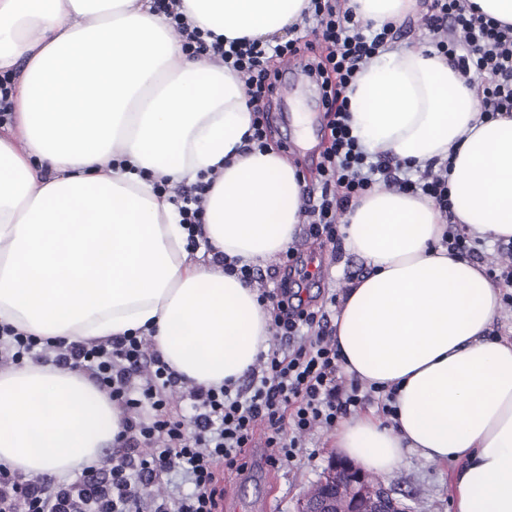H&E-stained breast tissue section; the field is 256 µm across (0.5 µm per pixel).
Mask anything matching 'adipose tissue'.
I'll return each mask as SVG.
<instances>
[{"instance_id":"ef3b65f1","label":"adipose tissue","mask_w":512,"mask_h":512,"mask_svg":"<svg viewBox=\"0 0 512 512\" xmlns=\"http://www.w3.org/2000/svg\"><path fill=\"white\" fill-rule=\"evenodd\" d=\"M308 0H182L227 40L298 24ZM382 26L418 0H349ZM0 326L39 338L151 337L195 385L242 377L268 348L271 316L220 256L264 264L294 241L301 175L273 147L244 152L252 113L239 75L189 56L150 0H0ZM366 150L419 167L452 160L453 212L472 235L512 240V116H483L438 55L392 48L348 90ZM210 182L203 245L189 248L159 179ZM432 199L375 189L343 217L371 273L336 316L344 371L395 390L394 415L358 414L337 453L378 476L406 454L459 462L454 512H512V338L489 337L501 294L441 244ZM123 413L82 373L25 362L0 371V463L66 478L113 446Z\"/></svg>"}]
</instances>
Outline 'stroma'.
<instances>
[{"label":"stroma","mask_w":512,"mask_h":512,"mask_svg":"<svg viewBox=\"0 0 512 512\" xmlns=\"http://www.w3.org/2000/svg\"><path fill=\"white\" fill-rule=\"evenodd\" d=\"M288 80L296 84L297 90L288 102L275 104L277 131L271 140L303 173L315 168L321 152L317 146L304 147L303 136L308 133L320 138V126L329 117L321 110V92L313 82L300 72L290 74ZM295 242L304 257L293 286L305 293L309 304L318 306L331 295H343L350 284L370 272L366 260L349 251L344 242L325 243L311 238L303 229ZM332 440V431L315 432L304 452L280 468L268 464L271 450L265 444L250 449L247 468L224 475L223 512H255L259 503L264 504V512H295L298 500L319 480L334 456ZM459 468V463L453 461L434 463L410 455L387 483L411 512H453L449 481Z\"/></svg>","instance_id":"35a3bbf8"}]
</instances>
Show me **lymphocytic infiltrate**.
Wrapping results in <instances>:
<instances>
[{
    "label": "lymphocytic infiltrate",
    "instance_id": "obj_1",
    "mask_svg": "<svg viewBox=\"0 0 512 512\" xmlns=\"http://www.w3.org/2000/svg\"><path fill=\"white\" fill-rule=\"evenodd\" d=\"M154 7L169 19L189 54L218 55L240 75L246 104L253 112L247 147L264 149L271 136L269 103L276 75L269 63L295 55L300 38L211 40L204 30L189 25L180 0H154ZM302 21L313 43L326 50L307 66L320 80L332 115L318 194L302 212L309 235L337 242L339 215L380 182L431 198L450 221L443 246L460 253L472 251L471 240L452 223L451 162L420 168L372 155L348 124L347 91L363 66L393 42L396 26L363 23L344 0H309ZM425 30V53L448 58L467 81L476 82L485 115H512L511 25L478 14L468 0H430ZM259 299L270 304L272 328L281 344L261 354L242 385H186L139 336L85 343L0 329V356L16 364L29 358L83 370L125 413L118 435L125 453L110 468L96 462L83 466L74 480L56 482L23 480L0 464V512H143L145 490L160 474L175 469L190 477L192 493L175 502L157 499L153 512H213L217 467L241 470L245 450L257 431H264L272 450L269 464L279 467L291 463L315 431L332 429L339 417L366 402L378 401L384 414L393 413L392 392L340 376L326 307L310 309L294 303L284 280L262 291ZM181 387L195 408L187 420L173 412L169 401L170 392Z\"/></svg>",
    "mask_w": 512,
    "mask_h": 512
}]
</instances>
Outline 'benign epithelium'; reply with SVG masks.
<instances>
[{"label":"benign epithelium","instance_id":"7a95c632","mask_svg":"<svg viewBox=\"0 0 512 512\" xmlns=\"http://www.w3.org/2000/svg\"><path fill=\"white\" fill-rule=\"evenodd\" d=\"M298 512H403V509L384 481L334 458L322 478L303 494Z\"/></svg>","mask_w":512,"mask_h":512}]
</instances>
